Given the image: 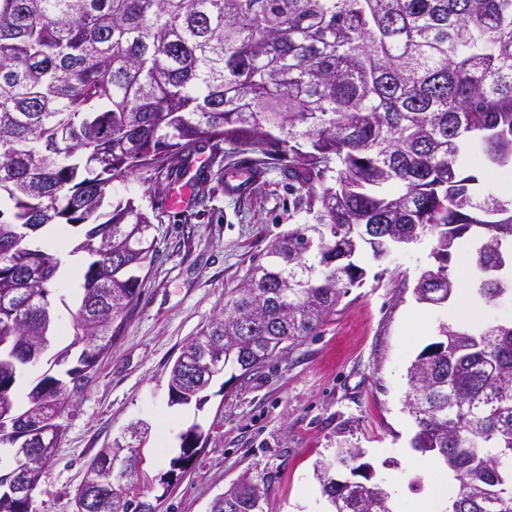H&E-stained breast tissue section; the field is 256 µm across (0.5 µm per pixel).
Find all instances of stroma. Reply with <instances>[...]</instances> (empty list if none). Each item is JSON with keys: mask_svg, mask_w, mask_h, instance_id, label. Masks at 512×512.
<instances>
[{"mask_svg": "<svg viewBox=\"0 0 512 512\" xmlns=\"http://www.w3.org/2000/svg\"><path fill=\"white\" fill-rule=\"evenodd\" d=\"M170 188L141 171L109 191L113 200L131 198L159 214L151 230L158 258L110 349L59 418L62 439L32 512H75L88 462L138 421L149 426L142 494L159 500V512H207L215 495L245 475L261 489L262 512H330L314 466L340 448L364 451L372 483L391 491L397 512H442L444 499L433 498L428 479L407 464L415 431L405 408L407 369L439 325L455 321L447 306L413 293L434 264L430 241L378 260L364 254L363 285L350 289L319 335L249 379L214 378L202 406L174 405L168 378L182 346L219 314L253 265L269 262L278 237L315 217L277 168L249 195L219 185L185 213L166 208ZM81 284L63 273L52 288L66 301L57 310L55 350L70 342ZM196 423L206 433L200 454L163 488L159 478L178 455L181 434Z\"/></svg>", "mask_w": 512, "mask_h": 512, "instance_id": "stroma-1", "label": "stroma"}]
</instances>
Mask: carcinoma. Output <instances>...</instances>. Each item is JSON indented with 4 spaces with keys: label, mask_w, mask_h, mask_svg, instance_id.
<instances>
[{
    "label": "carcinoma",
    "mask_w": 512,
    "mask_h": 512,
    "mask_svg": "<svg viewBox=\"0 0 512 512\" xmlns=\"http://www.w3.org/2000/svg\"><path fill=\"white\" fill-rule=\"evenodd\" d=\"M270 148L316 223L279 237L182 348L169 374L174 405L201 404L208 361L260 371L315 336L349 289L358 256L428 238L435 266L415 285L453 296L456 240L480 230L477 294L512 298L501 275L512 249V199L474 192L457 165L468 149L512 167V0H0V447L30 419L55 437L29 465L40 484L62 437L58 418L109 349L156 258L150 216L108 190L140 170L169 179L210 148L196 199L224 183V145ZM82 230L87 254L71 342L17 403L26 357L53 344L51 287L60 261L44 228ZM288 295V301L281 296ZM80 336L94 344L71 358ZM411 447L448 469L442 512H512V322L439 325L407 371ZM205 440L181 435L161 478L183 475ZM120 444L87 464L104 467ZM341 448L315 469L333 512H394L372 467ZM349 471L364 481L340 479ZM258 487L234 483L210 512H253ZM140 487L112 489L105 512H153ZM0 512H31L0 484Z\"/></svg>",
    "instance_id": "cac0c4a2"
}]
</instances>
